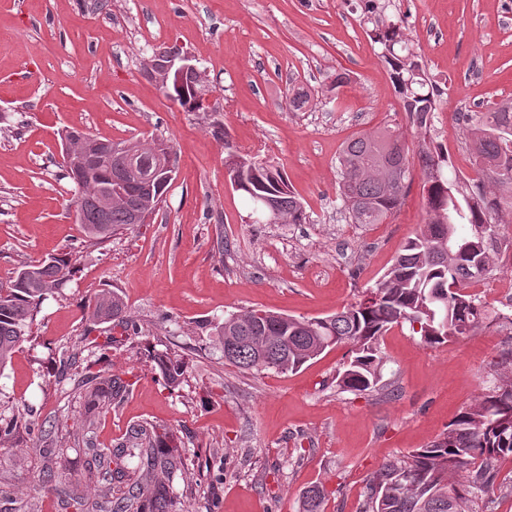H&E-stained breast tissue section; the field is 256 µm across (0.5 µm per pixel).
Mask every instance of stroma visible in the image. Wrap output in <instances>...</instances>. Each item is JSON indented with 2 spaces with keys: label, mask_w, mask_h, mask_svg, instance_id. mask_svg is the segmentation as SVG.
I'll return each mask as SVG.
<instances>
[{
  "label": "stroma",
  "mask_w": 512,
  "mask_h": 512,
  "mask_svg": "<svg viewBox=\"0 0 512 512\" xmlns=\"http://www.w3.org/2000/svg\"><path fill=\"white\" fill-rule=\"evenodd\" d=\"M363 9L362 0H0V127L24 123L0 137V278L50 255L77 256L74 277L41 302L31 341L0 371V416L28 409L53 423L54 447L71 446L81 372L62 373L60 356L107 336L110 324L89 306L112 290L144 335L107 354L105 368L131 392L99 417L94 442L113 447L142 420L176 432L198 455L185 512H298L318 483L330 493L326 512H358L388 459L425 446L489 387L512 345L502 323L440 347L392 328L380 341L389 396L337 390L345 346L281 374L225 364L213 342V325L239 311L312 318L358 301L423 225L416 163L404 204L384 223L349 224L338 210L346 140L389 127L417 143L382 47L359 22ZM387 13L405 15L411 50L444 91L438 142L474 177L457 113L512 99V0H391ZM158 46L205 71L209 111H186L144 74L141 61ZM338 73L349 81L330 90ZM295 91L308 95L298 111L288 106ZM68 127L173 147L177 173L150 223L82 246L77 191L59 177ZM228 141L287 176L309 223H246V200L224 168ZM164 350L188 364L174 390L151 360ZM43 445L15 440L0 452V512L36 496L41 512H61L56 493L38 489Z\"/></svg>",
  "instance_id": "obj_1"
}]
</instances>
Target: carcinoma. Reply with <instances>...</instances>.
Returning <instances> with one entry per match:
<instances>
[{"label": "carcinoma", "mask_w": 512, "mask_h": 512, "mask_svg": "<svg viewBox=\"0 0 512 512\" xmlns=\"http://www.w3.org/2000/svg\"><path fill=\"white\" fill-rule=\"evenodd\" d=\"M376 0H366L364 14L373 24L374 41L383 45L385 63L404 112L422 137L415 153L427 184L426 221L408 240L376 287L358 302L315 318H296L262 309L231 314L214 326L224 349V361L241 370L274 369L293 372L327 349L351 346L354 357L336 375V387L354 394L389 396L392 383L382 381L384 357L379 339L395 325L409 324L429 346L475 335L488 321L512 314L490 311L468 286L482 281L498 267V226L512 224V210L502 214L504 200L512 201V102L494 103L483 111H459V121L471 127L466 145L477 177L448 178V150L431 137L434 112L441 92L426 79L410 52L403 21L376 17ZM204 80L195 73L160 87L165 97L190 112H201ZM393 141H405L391 130L365 132L346 141L338 157L340 212L349 224H380L397 211L406 194L410 163L398 167L389 151ZM114 141L94 152L95 159L75 180L68 167L62 178L78 191L75 207L84 242L101 244L140 222L139 215L162 202L163 193H149L132 169L158 173L156 140ZM224 166L236 172L237 191L252 210L276 204L288 224L309 222L302 201L291 191L284 174L265 163L239 154L224 142ZM121 188L125 203L100 204L97 199ZM71 258L51 256L26 264L0 280V370L11 362L30 329L40 302L73 276ZM95 320L121 328L124 340L142 336L127 316L115 291L98 295L91 305ZM74 346L63 351V370L81 368L83 378L73 389L81 407L82 427L69 448H46L41 454L38 482L65 495L64 509L73 512H177L187 495L185 479L194 458L180 451L179 438L142 421L132 425L114 448L92 449L83 481L93 486L94 498L78 492L71 453L91 443L97 417L116 407L129 384L106 369L92 371L100 359L81 358ZM165 386L180 384L187 372L181 355L166 352L154 357ZM35 420L24 412L0 417V440L30 436ZM512 458V350L502 354L493 386L467 404L446 431L422 448L390 460L368 481L359 512H496L499 499L512 496V484L498 482L503 461ZM326 493L316 485L305 490L299 512H325Z\"/></svg>", "instance_id": "carcinoma-1"}]
</instances>
